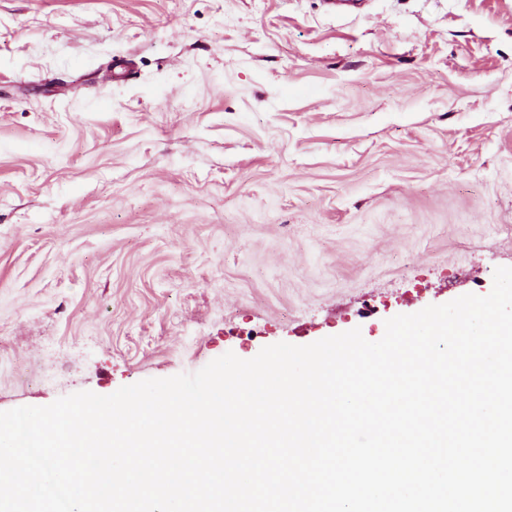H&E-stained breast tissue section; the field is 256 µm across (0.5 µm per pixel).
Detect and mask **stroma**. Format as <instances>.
Here are the masks:
<instances>
[{
	"label": "stroma",
	"instance_id": "stroma-1",
	"mask_svg": "<svg viewBox=\"0 0 512 512\" xmlns=\"http://www.w3.org/2000/svg\"><path fill=\"white\" fill-rule=\"evenodd\" d=\"M512 267V0H0V411Z\"/></svg>",
	"mask_w": 512,
	"mask_h": 512
}]
</instances>
